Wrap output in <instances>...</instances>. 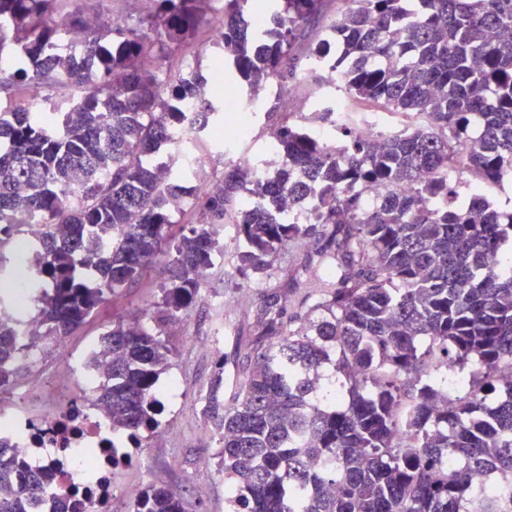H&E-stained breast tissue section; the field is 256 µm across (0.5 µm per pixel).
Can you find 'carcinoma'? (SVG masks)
<instances>
[{
    "instance_id": "obj_1",
    "label": "carcinoma",
    "mask_w": 512,
    "mask_h": 512,
    "mask_svg": "<svg viewBox=\"0 0 512 512\" xmlns=\"http://www.w3.org/2000/svg\"><path fill=\"white\" fill-rule=\"evenodd\" d=\"M58 2L0 0V92L27 80L52 108L50 124L22 101L0 113L1 274L20 227L44 226L27 343L0 318V393L24 350L60 342L163 256L157 299L112 321L96 348L106 376L92 399L107 407L112 447L157 433L170 327L206 288L224 225L244 279L315 235L344 271L303 315L286 317L271 293L256 311L268 343L234 406L219 396L222 357L206 397L237 512H295L300 489L304 512H472L475 475L512 476V381L496 378L512 364V210L474 192L461 202L456 185L512 179V0H340L332 17L331 0H269L263 27L249 0H224L218 16L212 0H153L134 27H93ZM214 25L227 78L254 97L277 86L278 164L264 179L233 165L192 189L172 134L203 135L224 113L202 71L167 62ZM64 31L84 35L80 53L57 48ZM314 66L344 97L408 123L367 135L344 121L325 142L284 107ZM181 99L194 111H177ZM191 197L195 221L175 234ZM285 205L311 211L281 222ZM327 364L348 384L345 404ZM448 368L469 370L451 395ZM49 478L0 442V512H42ZM129 512H183L181 497L152 485Z\"/></svg>"
}]
</instances>
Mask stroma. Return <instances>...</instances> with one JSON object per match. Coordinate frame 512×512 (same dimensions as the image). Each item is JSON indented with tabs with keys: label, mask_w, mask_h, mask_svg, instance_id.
<instances>
[{
	"label": "stroma",
	"mask_w": 512,
	"mask_h": 512,
	"mask_svg": "<svg viewBox=\"0 0 512 512\" xmlns=\"http://www.w3.org/2000/svg\"><path fill=\"white\" fill-rule=\"evenodd\" d=\"M61 11H75L85 16L122 18L127 24H136L153 8L152 0H61ZM336 94L322 72L308 73L306 79L293 91L294 106L305 122L317 134L333 135L334 129L322 120L325 109L335 107ZM272 93H260L258 111L250 136L239 142L238 151L249 153L254 159L269 158L275 122L269 108ZM233 237L224 239V260L215 267L208 289L224 295V335L215 342L211 330L212 307L193 304L185 330L171 335L176 349L174 366L160 379L161 387L180 381L182 395L171 401L161 416L162 428L150 437L132 465L119 470L116 482L121 489L112 503V512H128L130 500L124 496L127 488L144 489L147 485H166L178 490L184 512H227L228 482L216 469L219 446L203 416L204 397L214 378L216 369H223L221 392L225 405H233L242 383L249 373L250 363L260 350L264 339L259 336L254 316L257 309L279 285L285 272H293L299 287L289 294L287 314L306 311L307 287L320 272V261L312 248L291 250L280 255L270 275L251 281L227 278L235 261ZM159 268H152L142 279L114 299L107 307L78 327L65 341L64 347L45 344L37 363L26 359L17 362L16 386L33 394L41 408L50 409L65 396L80 393L78 381L60 387V375L67 368L71 354L97 345L100 337L111 326L112 320L146 307L157 292ZM247 291L246 304H234L232 298L239 291Z\"/></svg>",
	"instance_id": "obj_1"
}]
</instances>
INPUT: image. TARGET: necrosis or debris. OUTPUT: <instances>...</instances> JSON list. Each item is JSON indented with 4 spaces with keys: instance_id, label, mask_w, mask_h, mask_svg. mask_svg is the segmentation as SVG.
Here are the masks:
<instances>
[{
    "instance_id": "necrosis-or-debris-1",
    "label": "necrosis or debris",
    "mask_w": 512,
    "mask_h": 512,
    "mask_svg": "<svg viewBox=\"0 0 512 512\" xmlns=\"http://www.w3.org/2000/svg\"><path fill=\"white\" fill-rule=\"evenodd\" d=\"M30 275L29 264L23 262L0 277L9 295L0 305V317L11 320L18 312L34 310L38 297L25 287ZM0 438L26 463L48 470L49 495L78 503L80 512H110L119 492L114 473L133 460L132 449H113L107 412L81 398L47 411L0 408ZM87 469L95 474L93 482L83 478Z\"/></svg>"
}]
</instances>
